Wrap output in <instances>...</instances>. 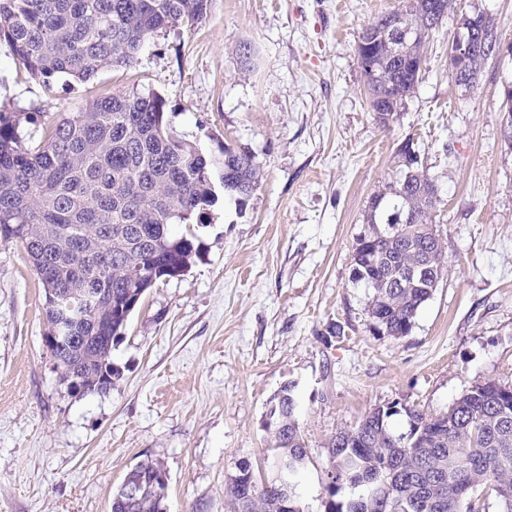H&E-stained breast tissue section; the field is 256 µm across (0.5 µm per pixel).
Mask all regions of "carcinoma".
<instances>
[{
	"instance_id": "obj_1",
	"label": "carcinoma",
	"mask_w": 512,
	"mask_h": 512,
	"mask_svg": "<svg viewBox=\"0 0 512 512\" xmlns=\"http://www.w3.org/2000/svg\"><path fill=\"white\" fill-rule=\"evenodd\" d=\"M211 0H0V41L30 75L50 86L87 82L106 66H130L145 44L171 27L206 19ZM457 0H406L373 20L356 54L368 105L385 125L421 79L430 34L455 16ZM469 74L493 57L475 38ZM29 124L38 135L24 129ZM397 177L373 193L367 233L352 256L355 284L371 290L368 312L388 336H404L447 272L433 224L438 189L413 139L398 148ZM254 155L224 145V192L245 203L258 183ZM219 198L212 164L196 144L168 131L166 100L136 91L95 98L57 122L0 111V243L22 250L45 290L44 336L85 393L104 392L120 370L112 349L127 326L126 305L152 279L176 277L200 252L195 226ZM184 225L178 234L174 228ZM437 262L421 280L406 275L428 254ZM88 300L85 314L57 300ZM273 478L257 482L241 461L227 488L230 512H306L283 488L304 468L307 450L293 384L271 399ZM406 417L400 432L392 418ZM329 467L318 512H512V385L477 383L438 416L395 402L372 409L328 443ZM111 512H163L167 475L146 458L125 476Z\"/></svg>"
}]
</instances>
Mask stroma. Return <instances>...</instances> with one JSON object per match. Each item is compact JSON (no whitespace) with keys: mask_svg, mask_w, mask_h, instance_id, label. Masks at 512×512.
<instances>
[{"mask_svg":"<svg viewBox=\"0 0 512 512\" xmlns=\"http://www.w3.org/2000/svg\"><path fill=\"white\" fill-rule=\"evenodd\" d=\"M403 3L211 0L204 22L157 33L132 67L50 89L0 42L1 110L48 120L94 98L156 92L170 130L215 173L230 143L262 174L245 206L214 207L191 268L146 292L104 393L62 382L44 341L43 285L0 243V512H111L147 455L167 471L166 512H228L240 460L258 480L273 474L266 413L290 382L308 454L299 493L315 512L339 429L392 401L438 416L475 384L512 383V149L500 110L512 61L488 62L474 89L455 85L447 19L415 92L379 124L356 48ZM409 137L438 184L448 271L411 331L391 337L372 327L352 253Z\"/></svg>","mask_w":512,"mask_h":512,"instance_id":"1","label":"stroma"}]
</instances>
